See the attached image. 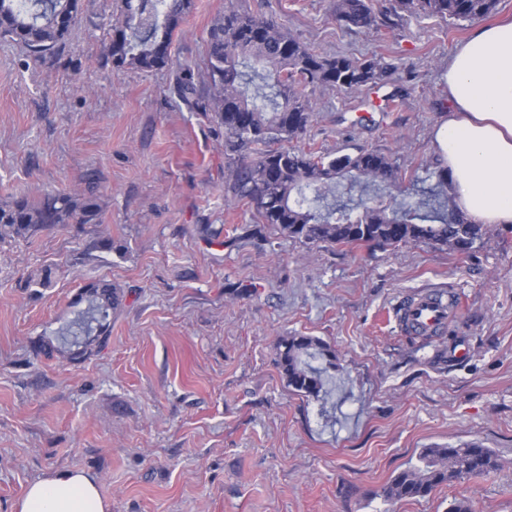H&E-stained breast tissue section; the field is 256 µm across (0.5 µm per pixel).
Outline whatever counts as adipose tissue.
<instances>
[{
    "label": "adipose tissue",
    "instance_id": "adipose-tissue-1",
    "mask_svg": "<svg viewBox=\"0 0 512 512\" xmlns=\"http://www.w3.org/2000/svg\"><path fill=\"white\" fill-rule=\"evenodd\" d=\"M448 112L434 152L468 223L512 225V17L476 24L440 71ZM94 476L58 470L27 487L18 512H109Z\"/></svg>",
    "mask_w": 512,
    "mask_h": 512
}]
</instances>
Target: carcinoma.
Segmentation results:
<instances>
[{
	"instance_id": "carcinoma-1",
	"label": "carcinoma",
	"mask_w": 512,
	"mask_h": 512,
	"mask_svg": "<svg viewBox=\"0 0 512 512\" xmlns=\"http://www.w3.org/2000/svg\"><path fill=\"white\" fill-rule=\"evenodd\" d=\"M500 0H394L397 18L427 17L475 21L494 15ZM194 0H116V19L109 24L107 57L121 70L135 66L152 70L173 65L171 47ZM82 12V0H0V38L18 41L39 60L53 56L64 44ZM333 12L348 27L372 30L378 19L372 0H336ZM254 76L266 81L270 93H248L245 62ZM386 64L382 58L344 54L322 55L277 22L241 11L234 3L207 30L203 89L189 67L178 71V97L198 112L211 114L224 126L230 152L253 154L232 170L233 193L253 205L263 223L287 237L322 247L372 243L385 248L420 242L445 246L469 255L489 233L485 224H468L448 195V169L434 159L420 166L436 179L437 207L420 199L399 202L402 175L388 155L372 150L322 155L296 150L285 143L303 134L316 116L317 103L308 87L355 93L377 84ZM345 181L362 183L374 195L354 214L343 206L319 203ZM99 223L93 182L69 192L45 191L0 204V245L26 240L65 224ZM88 307L74 322L72 342L96 332L98 346L107 342L106 321L122 304L121 291L99 281L83 287L77 300ZM315 350L336 359L330 345L312 336H283L277 344L278 365L296 395L316 398L324 386L319 371L303 356ZM500 467L497 454L478 442L423 448L416 463L395 474L383 488L384 500L424 498L455 481L484 476Z\"/></svg>"
}]
</instances>
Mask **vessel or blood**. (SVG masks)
Wrapping results in <instances>:
<instances>
[{
  "instance_id": "1",
  "label": "vessel or blood",
  "mask_w": 512,
  "mask_h": 512,
  "mask_svg": "<svg viewBox=\"0 0 512 512\" xmlns=\"http://www.w3.org/2000/svg\"><path fill=\"white\" fill-rule=\"evenodd\" d=\"M458 309L455 294L437 289L425 288L402 303L395 316L402 330L421 339H432L443 335Z\"/></svg>"
}]
</instances>
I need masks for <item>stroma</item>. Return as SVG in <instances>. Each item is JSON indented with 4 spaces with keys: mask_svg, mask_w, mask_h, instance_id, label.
Instances as JSON below:
<instances>
[{
    "mask_svg": "<svg viewBox=\"0 0 512 512\" xmlns=\"http://www.w3.org/2000/svg\"><path fill=\"white\" fill-rule=\"evenodd\" d=\"M231 1L317 52L389 65L361 92L311 91L321 111L294 147L377 150L403 171L432 156L448 109L438 70L471 22L364 31L337 22L330 0H195L171 49L195 76ZM113 10L83 0L60 54L40 61L0 39V202L92 180L101 211L100 223L0 246V512L64 468L98 478L110 512H448L461 499L512 512V231L492 227L467 256L414 242L327 248L227 206L241 156L179 99L176 69L113 70ZM44 268L54 287L30 281ZM99 279L123 293L106 346L75 362L44 355ZM424 288L460 302L431 340L394 317ZM291 334L336 353L318 398L281 374L276 346ZM471 441L498 454L497 471L384 501L420 449Z\"/></svg>",
    "mask_w": 512,
    "mask_h": 512,
    "instance_id": "stroma-1",
    "label": "stroma"
}]
</instances>
